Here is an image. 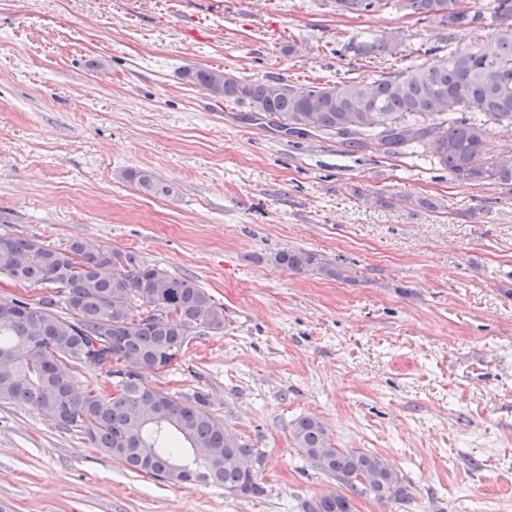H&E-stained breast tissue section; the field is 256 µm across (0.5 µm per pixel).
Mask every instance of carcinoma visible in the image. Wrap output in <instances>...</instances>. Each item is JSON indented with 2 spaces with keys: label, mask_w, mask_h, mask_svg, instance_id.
Instances as JSON below:
<instances>
[{
  "label": "carcinoma",
  "mask_w": 512,
  "mask_h": 512,
  "mask_svg": "<svg viewBox=\"0 0 512 512\" xmlns=\"http://www.w3.org/2000/svg\"><path fill=\"white\" fill-rule=\"evenodd\" d=\"M336 12L361 14L395 8L448 30V53L424 66L335 85L296 88L280 78L246 82L219 69L186 68L182 77L213 96L245 102L250 121L265 120L289 134L336 138L347 149L400 157L421 142L455 179L495 184L512 193V143L496 157L483 146L492 130L512 138V0H335ZM479 26L492 38L459 48V34ZM399 35L351 42L355 57L402 52ZM123 178L142 192L168 196L172 187L148 171ZM273 263L294 273L348 279L349 270L303 249L277 252ZM0 275L40 284L55 294L37 301L12 297L0 318V402L23 401L65 431L133 471L190 488L213 484L263 498L266 453L231 436L209 411L208 397H175L144 375L159 373L185 353L193 336L224 332V306L193 281L131 252L92 249L75 238L63 248L0 234ZM95 368L105 385L75 391L77 375ZM295 447L336 488L305 504V512H354L353 496L373 494L405 504L410 495L384 458L335 446L315 415L291 428ZM253 461L250 473L239 461Z\"/></svg>",
  "instance_id": "carcinoma-1"
}]
</instances>
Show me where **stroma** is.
<instances>
[{"label": "stroma", "instance_id": "obj_1", "mask_svg": "<svg viewBox=\"0 0 512 512\" xmlns=\"http://www.w3.org/2000/svg\"><path fill=\"white\" fill-rule=\"evenodd\" d=\"M392 31L400 57L344 51ZM446 35L322 0H0V234L131 252L209 291L223 334L146 379L206 394L266 451L268 488L173 486L1 402L0 512H304L336 485L292 441L309 413L405 480L407 505L368 494L356 512H512V194L452 178L421 146L347 153L247 121L248 104L181 76L361 80L426 63ZM129 169L172 194L140 191ZM394 192L438 207L377 204ZM293 248L350 279L273 264Z\"/></svg>", "mask_w": 512, "mask_h": 512}]
</instances>
